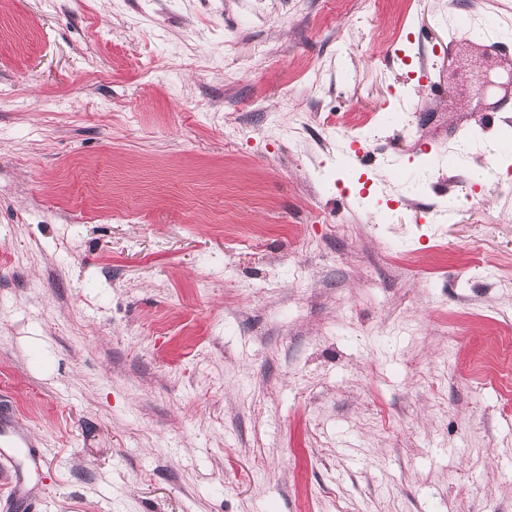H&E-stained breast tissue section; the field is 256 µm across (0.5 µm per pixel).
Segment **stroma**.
<instances>
[{"label": "stroma", "instance_id": "35a3bbf8", "mask_svg": "<svg viewBox=\"0 0 512 512\" xmlns=\"http://www.w3.org/2000/svg\"><path fill=\"white\" fill-rule=\"evenodd\" d=\"M452 13L512 36V0H0L33 512H512V54Z\"/></svg>", "mask_w": 512, "mask_h": 512}]
</instances>
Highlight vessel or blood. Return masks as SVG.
I'll list each match as a JSON object with an SVG mask.
<instances>
[{
  "mask_svg": "<svg viewBox=\"0 0 512 512\" xmlns=\"http://www.w3.org/2000/svg\"><path fill=\"white\" fill-rule=\"evenodd\" d=\"M0 457L12 460L16 464L18 474L11 483L13 502L19 507H31L35 492L23 480L22 475L26 472L39 471L42 459L27 431L19 424L0 422Z\"/></svg>",
  "mask_w": 512,
  "mask_h": 512,
  "instance_id": "b4317fda",
  "label": "vessel or blood"
}]
</instances>
